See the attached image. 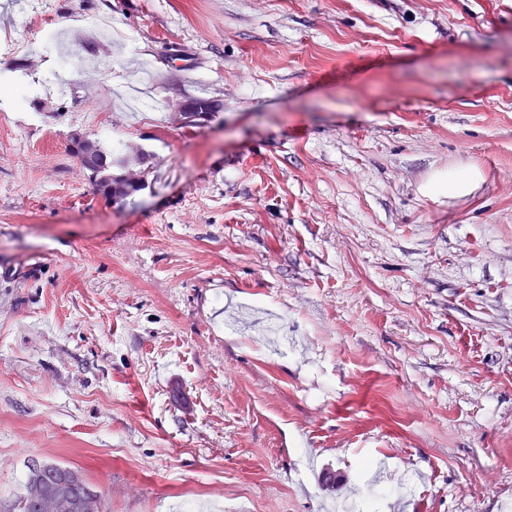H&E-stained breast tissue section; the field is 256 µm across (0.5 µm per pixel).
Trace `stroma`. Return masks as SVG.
<instances>
[{"label": "stroma", "instance_id": "obj_1", "mask_svg": "<svg viewBox=\"0 0 512 512\" xmlns=\"http://www.w3.org/2000/svg\"><path fill=\"white\" fill-rule=\"evenodd\" d=\"M6 40L0 512L36 461L106 512H512V0H0ZM98 150L97 160L100 162L101 170L98 174L99 180H93L96 194L102 195L107 199V188L114 182L122 171L129 166L130 160L122 153L117 154L115 149L108 148L99 140H95ZM115 171V172H114ZM474 180L475 173L472 171H451L448 172V179H436L432 189L434 191H445L448 187V192L452 190H461L470 185Z\"/></svg>", "mask_w": 512, "mask_h": 512}]
</instances>
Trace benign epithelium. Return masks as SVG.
I'll return each instance as SVG.
<instances>
[{
    "mask_svg": "<svg viewBox=\"0 0 512 512\" xmlns=\"http://www.w3.org/2000/svg\"><path fill=\"white\" fill-rule=\"evenodd\" d=\"M182 126L193 123L197 106L188 100L175 108ZM28 499L37 512H97L98 492L83 483L77 472L67 473L49 463L33 462L29 467Z\"/></svg>",
    "mask_w": 512,
    "mask_h": 512,
    "instance_id": "obj_1",
    "label": "benign epithelium"
}]
</instances>
